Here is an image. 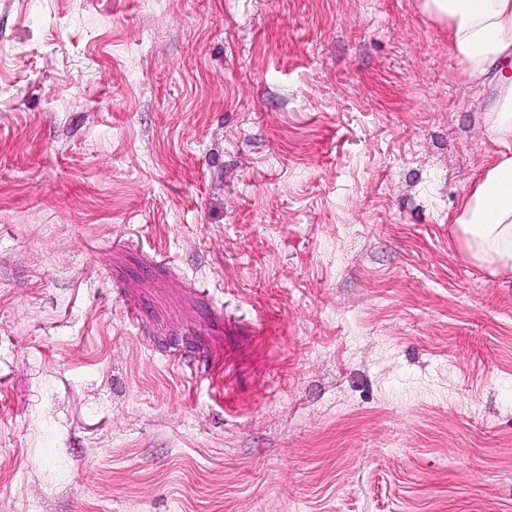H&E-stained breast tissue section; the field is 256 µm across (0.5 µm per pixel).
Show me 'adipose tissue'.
<instances>
[{"label":"adipose tissue","instance_id":"adipose-tissue-1","mask_svg":"<svg viewBox=\"0 0 512 512\" xmlns=\"http://www.w3.org/2000/svg\"><path fill=\"white\" fill-rule=\"evenodd\" d=\"M448 31V50L466 77L496 72L495 102L485 116L500 150L465 191L454 217L462 248L492 272H512V0H423Z\"/></svg>","mask_w":512,"mask_h":512}]
</instances>
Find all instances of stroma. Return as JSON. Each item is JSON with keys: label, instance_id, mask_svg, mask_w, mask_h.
<instances>
[{"label": "stroma", "instance_id": "35a3bbf8", "mask_svg": "<svg viewBox=\"0 0 512 512\" xmlns=\"http://www.w3.org/2000/svg\"><path fill=\"white\" fill-rule=\"evenodd\" d=\"M421 2L0 0V512H512L494 93Z\"/></svg>", "mask_w": 512, "mask_h": 512}]
</instances>
